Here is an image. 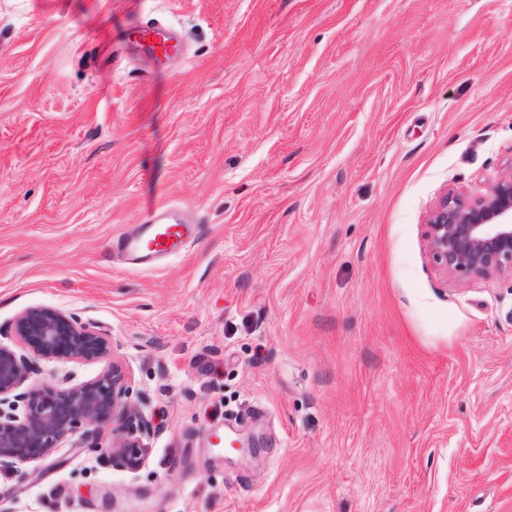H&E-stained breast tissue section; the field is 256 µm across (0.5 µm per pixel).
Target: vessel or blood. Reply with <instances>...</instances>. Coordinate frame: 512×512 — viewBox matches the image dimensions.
Wrapping results in <instances>:
<instances>
[{
    "label": "vessel or blood",
    "instance_id": "1",
    "mask_svg": "<svg viewBox=\"0 0 512 512\" xmlns=\"http://www.w3.org/2000/svg\"><path fill=\"white\" fill-rule=\"evenodd\" d=\"M138 46L153 56H168L178 49L174 31L154 28L142 31ZM195 231L185 209L168 202L150 205L138 230L117 239L115 248L132 268L153 265L157 260L182 253Z\"/></svg>",
    "mask_w": 512,
    "mask_h": 512
}]
</instances>
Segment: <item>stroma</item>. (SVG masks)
<instances>
[{
  "label": "stroma",
  "mask_w": 512,
  "mask_h": 512,
  "mask_svg": "<svg viewBox=\"0 0 512 512\" xmlns=\"http://www.w3.org/2000/svg\"><path fill=\"white\" fill-rule=\"evenodd\" d=\"M153 19L183 55L114 41ZM511 169L512 0H0V324L103 326L56 370L119 363L157 427L0 476L12 512H512V278L424 236ZM150 201L203 222L131 269Z\"/></svg>",
  "instance_id": "35a3bbf8"
}]
</instances>
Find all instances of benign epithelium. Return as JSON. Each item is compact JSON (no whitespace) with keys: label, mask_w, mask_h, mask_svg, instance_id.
Listing matches in <instances>:
<instances>
[{"label":"benign epithelium","mask_w":512,"mask_h":512,"mask_svg":"<svg viewBox=\"0 0 512 512\" xmlns=\"http://www.w3.org/2000/svg\"><path fill=\"white\" fill-rule=\"evenodd\" d=\"M425 237L442 271L463 279L512 277V172L481 197L447 193L432 210ZM118 340L92 324L51 308L24 312L0 329V475L41 459L71 435L83 448L100 449L97 461L140 468L156 433L151 419L131 407L129 378L118 363L94 379L64 387L36 383L51 361L103 358ZM112 423V445H102V425Z\"/></svg>","instance_id":"7a95c632"}]
</instances>
